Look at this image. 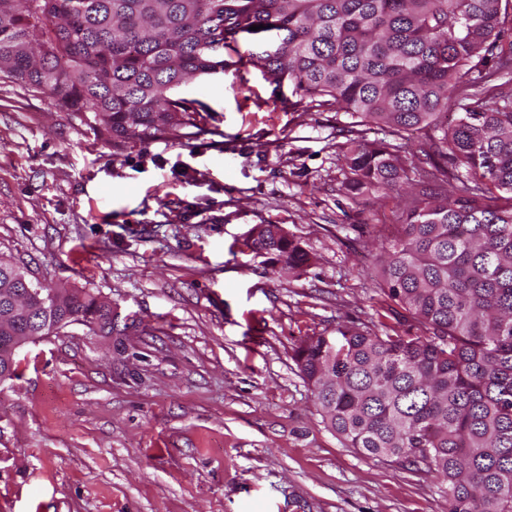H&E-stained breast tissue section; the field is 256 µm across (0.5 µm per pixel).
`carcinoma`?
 <instances>
[{
	"label": "carcinoma",
	"instance_id": "cac0c4a2",
	"mask_svg": "<svg viewBox=\"0 0 512 512\" xmlns=\"http://www.w3.org/2000/svg\"><path fill=\"white\" fill-rule=\"evenodd\" d=\"M508 31L512 0H0V78L115 147L181 142L207 111L182 88L262 34L237 64L291 89L283 105L374 126L381 139L344 151L342 190L382 209L415 183L372 263L420 333L340 326L292 360L345 447L440 479L448 512H512ZM250 250L273 268L309 262L276 224ZM67 294L82 325L112 333L107 304Z\"/></svg>",
	"mask_w": 512,
	"mask_h": 512
}]
</instances>
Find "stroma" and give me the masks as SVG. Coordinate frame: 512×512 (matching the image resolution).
<instances>
[{"mask_svg":"<svg viewBox=\"0 0 512 512\" xmlns=\"http://www.w3.org/2000/svg\"><path fill=\"white\" fill-rule=\"evenodd\" d=\"M183 94L208 134L122 148L0 80V254L112 304L24 345L0 383V512H448L440 483L323 424L291 359L312 333L396 327L366 265L395 216L349 198L371 126L282 109L239 53ZM278 224L309 253L247 246ZM250 250L256 255H264L266 261L275 269H301L308 265L309 257L294 240L276 224H264L253 231Z\"/></svg>","mask_w":512,"mask_h":512,"instance_id":"stroma-1","label":"stroma"}]
</instances>
